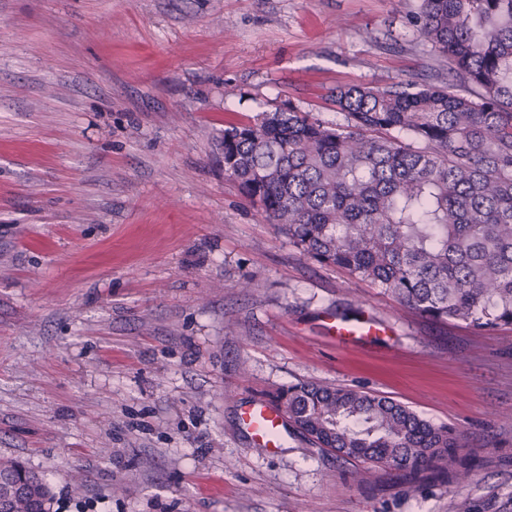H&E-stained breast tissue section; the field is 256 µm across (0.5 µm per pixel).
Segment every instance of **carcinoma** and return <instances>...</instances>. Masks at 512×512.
<instances>
[{
    "instance_id": "obj_1",
    "label": "carcinoma",
    "mask_w": 512,
    "mask_h": 512,
    "mask_svg": "<svg viewBox=\"0 0 512 512\" xmlns=\"http://www.w3.org/2000/svg\"><path fill=\"white\" fill-rule=\"evenodd\" d=\"M419 33L448 62L436 83L339 87L343 122L294 108L224 128V174L300 251L434 321L512 325V0H421ZM288 422L375 471L465 481L456 429L401 403L306 382ZM51 500L42 478L16 512ZM458 512H512L491 486Z\"/></svg>"
}]
</instances>
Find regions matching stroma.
<instances>
[{"label":"stroma","instance_id":"1","mask_svg":"<svg viewBox=\"0 0 512 512\" xmlns=\"http://www.w3.org/2000/svg\"><path fill=\"white\" fill-rule=\"evenodd\" d=\"M419 0H0V459L53 512H457L512 490V325L438 324L289 243L224 127L341 85L433 83ZM385 336L339 347L326 315ZM315 381L455 426L463 484L240 425Z\"/></svg>","mask_w":512,"mask_h":512}]
</instances>
